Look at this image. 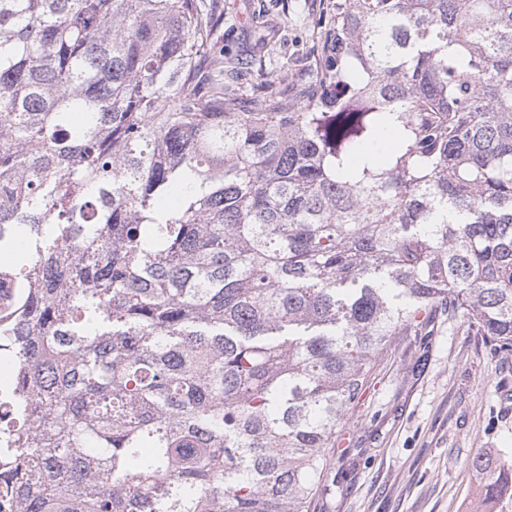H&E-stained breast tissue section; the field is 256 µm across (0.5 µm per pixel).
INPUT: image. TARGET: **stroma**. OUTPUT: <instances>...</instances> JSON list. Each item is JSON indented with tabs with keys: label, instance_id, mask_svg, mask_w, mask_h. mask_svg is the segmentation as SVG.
Here are the masks:
<instances>
[{
	"label": "stroma",
	"instance_id": "1",
	"mask_svg": "<svg viewBox=\"0 0 512 512\" xmlns=\"http://www.w3.org/2000/svg\"><path fill=\"white\" fill-rule=\"evenodd\" d=\"M324 0H224L217 32L241 65L229 86L250 98L267 78L289 90L308 61ZM269 43L254 54L256 18ZM512 460V352H494L469 323L439 311L393 337L348 411L311 512H474L478 456Z\"/></svg>",
	"mask_w": 512,
	"mask_h": 512
}]
</instances>
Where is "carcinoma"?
<instances>
[{
    "instance_id": "carcinoma-1",
    "label": "carcinoma",
    "mask_w": 512,
    "mask_h": 512,
    "mask_svg": "<svg viewBox=\"0 0 512 512\" xmlns=\"http://www.w3.org/2000/svg\"><path fill=\"white\" fill-rule=\"evenodd\" d=\"M222 19L0 0V512H310L420 314L512 351V0H328L246 111Z\"/></svg>"
}]
</instances>
